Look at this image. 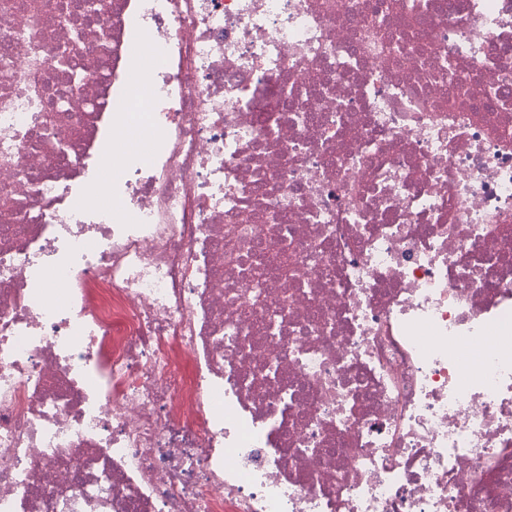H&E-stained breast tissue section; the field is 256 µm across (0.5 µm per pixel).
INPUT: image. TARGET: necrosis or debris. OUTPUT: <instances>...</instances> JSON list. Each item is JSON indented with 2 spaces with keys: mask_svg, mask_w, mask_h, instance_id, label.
<instances>
[{
  "mask_svg": "<svg viewBox=\"0 0 512 512\" xmlns=\"http://www.w3.org/2000/svg\"><path fill=\"white\" fill-rule=\"evenodd\" d=\"M73 2L0 0V512H512V0Z\"/></svg>",
  "mask_w": 512,
  "mask_h": 512,
  "instance_id": "4bbe7bcc",
  "label": "necrosis or debris"
}]
</instances>
